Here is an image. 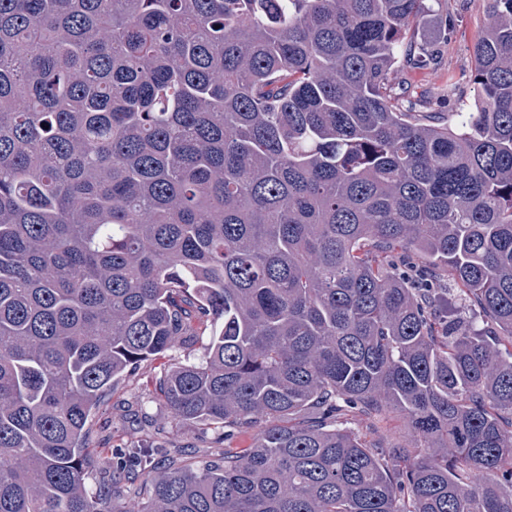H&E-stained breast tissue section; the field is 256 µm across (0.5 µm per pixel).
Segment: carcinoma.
<instances>
[{
  "label": "carcinoma",
  "mask_w": 512,
  "mask_h": 512,
  "mask_svg": "<svg viewBox=\"0 0 512 512\" xmlns=\"http://www.w3.org/2000/svg\"><path fill=\"white\" fill-rule=\"evenodd\" d=\"M475 112L395 92L430 0H0V512H512V0ZM221 461L100 460L116 379ZM399 439L368 441L390 413Z\"/></svg>",
  "instance_id": "1"
}]
</instances>
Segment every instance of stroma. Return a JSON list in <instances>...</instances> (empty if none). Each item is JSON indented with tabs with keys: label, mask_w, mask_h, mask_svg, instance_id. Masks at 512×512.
Listing matches in <instances>:
<instances>
[{
	"label": "stroma",
	"mask_w": 512,
	"mask_h": 512,
	"mask_svg": "<svg viewBox=\"0 0 512 512\" xmlns=\"http://www.w3.org/2000/svg\"><path fill=\"white\" fill-rule=\"evenodd\" d=\"M442 12L458 21L449 38L428 28L418 29L419 41L434 45L438 61L404 69L406 90L403 106L427 115L431 122L454 125V111L474 109L470 75L474 69L472 48L487 21L486 0H441ZM201 344L168 352L153 359L140 370L118 380L107 403L93 417L88 445L104 460L120 457L126 448L150 441L156 448L154 458L164 461L174 456L202 462L223 454L225 449L251 446L256 429H230L218 425L182 424L170 414L153 391L152 381L174 363L199 359Z\"/></svg>",
	"instance_id": "obj_1"
}]
</instances>
